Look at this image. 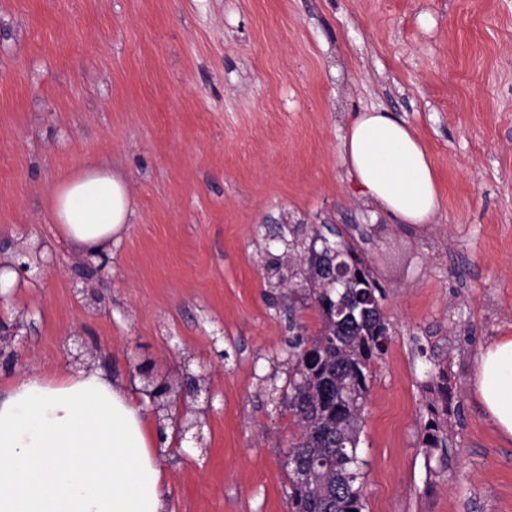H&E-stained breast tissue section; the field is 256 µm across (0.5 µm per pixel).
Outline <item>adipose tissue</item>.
<instances>
[{
	"instance_id": "obj_1",
	"label": "adipose tissue",
	"mask_w": 512,
	"mask_h": 512,
	"mask_svg": "<svg viewBox=\"0 0 512 512\" xmlns=\"http://www.w3.org/2000/svg\"><path fill=\"white\" fill-rule=\"evenodd\" d=\"M350 175L407 224L436 218L432 162L405 120L358 114L342 142ZM49 210L84 254L111 253L134 207L111 168L91 164L54 187ZM474 388L498 432L512 439V336L482 351ZM143 403L100 371L32 372L0 387V512H164L166 482Z\"/></svg>"
}]
</instances>
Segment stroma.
Here are the masks:
<instances>
[{
	"instance_id": "1",
	"label": "stroma",
	"mask_w": 512,
	"mask_h": 512,
	"mask_svg": "<svg viewBox=\"0 0 512 512\" xmlns=\"http://www.w3.org/2000/svg\"><path fill=\"white\" fill-rule=\"evenodd\" d=\"M404 119L438 176L434 223L363 197L340 144ZM89 164L136 204L98 275L59 235L55 185ZM375 283L364 512H512V441L474 394L512 336V0H0V254L45 241L0 319L21 373L101 370L173 388L165 512H292L283 404L321 327L300 272L315 235ZM446 446L426 448L429 424Z\"/></svg>"
}]
</instances>
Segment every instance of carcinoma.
<instances>
[{"label": "carcinoma", "instance_id": "obj_1", "mask_svg": "<svg viewBox=\"0 0 512 512\" xmlns=\"http://www.w3.org/2000/svg\"><path fill=\"white\" fill-rule=\"evenodd\" d=\"M358 263L349 249L341 251L336 264L346 267V279L319 289L322 328L310 347L294 352L285 395L300 427L287 465L294 512L365 509L360 418L370 365L384 354L390 334L375 286Z\"/></svg>", "mask_w": 512, "mask_h": 512}]
</instances>
